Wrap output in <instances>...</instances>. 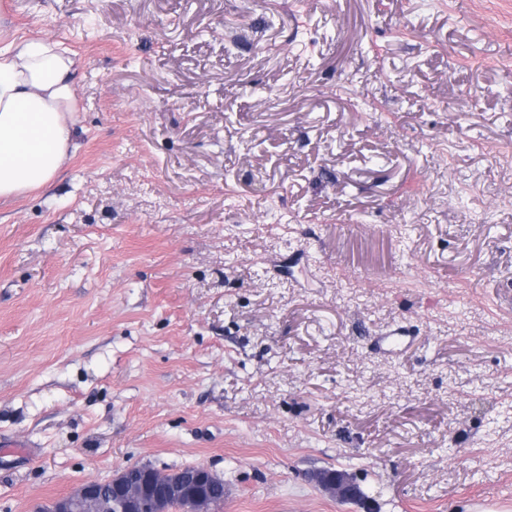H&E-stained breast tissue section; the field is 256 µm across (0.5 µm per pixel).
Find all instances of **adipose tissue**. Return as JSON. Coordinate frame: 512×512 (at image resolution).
<instances>
[{
    "mask_svg": "<svg viewBox=\"0 0 512 512\" xmlns=\"http://www.w3.org/2000/svg\"><path fill=\"white\" fill-rule=\"evenodd\" d=\"M78 66L55 42L0 48V197L48 188L74 150Z\"/></svg>",
    "mask_w": 512,
    "mask_h": 512,
    "instance_id": "ef3b65f1",
    "label": "adipose tissue"
}]
</instances>
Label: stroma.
<instances>
[{
    "instance_id": "stroma-1",
    "label": "stroma",
    "mask_w": 512,
    "mask_h": 512,
    "mask_svg": "<svg viewBox=\"0 0 512 512\" xmlns=\"http://www.w3.org/2000/svg\"><path fill=\"white\" fill-rule=\"evenodd\" d=\"M25 39L77 148L0 197V512L135 463L512 512V0H0ZM412 340L402 328H395L376 338V346L388 355H395L408 346ZM336 469H325L324 474L329 472H335ZM315 478H323L322 485L326 490L331 491L341 501L352 499L360 494L359 488L350 480L348 475L341 472L329 473L326 476L322 474H316Z\"/></svg>"
}]
</instances>
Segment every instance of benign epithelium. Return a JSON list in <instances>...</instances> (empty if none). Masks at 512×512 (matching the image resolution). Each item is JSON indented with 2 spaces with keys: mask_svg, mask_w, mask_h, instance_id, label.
I'll return each mask as SVG.
<instances>
[{
  "mask_svg": "<svg viewBox=\"0 0 512 512\" xmlns=\"http://www.w3.org/2000/svg\"><path fill=\"white\" fill-rule=\"evenodd\" d=\"M147 484L131 483L121 470L107 481H88L74 491L55 498L36 512H156L163 501L174 499L181 512H211L203 487L213 479V472L204 466L190 467L180 476L159 469L149 471ZM316 478L341 501L360 494L348 475L338 472Z\"/></svg>",
  "mask_w": 512,
  "mask_h": 512,
  "instance_id": "benign-epithelium-1",
  "label": "benign epithelium"
}]
</instances>
